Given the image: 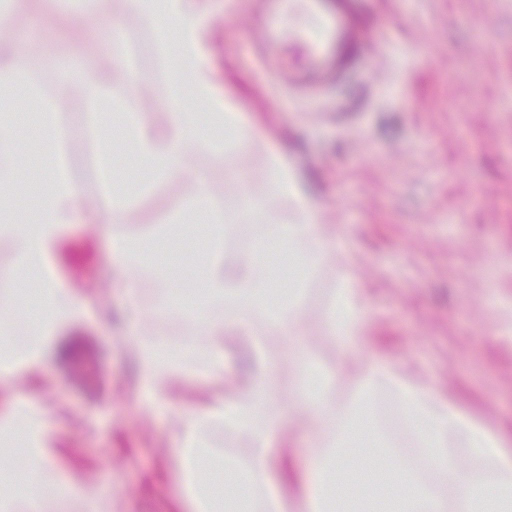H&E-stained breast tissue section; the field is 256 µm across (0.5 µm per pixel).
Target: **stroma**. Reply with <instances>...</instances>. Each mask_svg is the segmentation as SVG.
I'll return each instance as SVG.
<instances>
[{
	"label": "stroma",
	"mask_w": 512,
	"mask_h": 512,
	"mask_svg": "<svg viewBox=\"0 0 512 512\" xmlns=\"http://www.w3.org/2000/svg\"><path fill=\"white\" fill-rule=\"evenodd\" d=\"M204 19L201 50L231 111L260 129L243 152L192 147L186 161L203 171L224 214L225 245L252 248L267 225L291 224L293 209L266 178L272 153H282L324 208L336 254L310 276L293 335H268L279 355L272 405L287 410L295 395L299 352L340 372L325 404L333 416L315 431L285 430L272 453L292 505L304 492L302 465L328 443L335 417L355 398L352 368L366 363L404 370L424 388L452 399L465 413L512 441V0H367L360 21L371 37L388 32L395 48L361 77L344 80L317 101H289L266 78L254 54L265 0H192ZM0 45L36 51L33 82L68 132L54 149L16 150L25 174L45 181L64 165L84 203L61 247L60 277L75 290L80 317L61 334L68 356L48 353L43 367L0 384V412L17 399L51 417L50 462L56 475L37 490L45 512H187L176 495V427L195 437L214 462H247L249 447L234 431L203 422L258 369L247 342L224 340V382L178 374L156 407H144L135 356L136 328L162 334L175 349H206L211 339L186 312H154L157 274L173 267L193 274L207 256L198 240L204 223L187 213L192 192L180 177L152 183L107 222L85 211L100 191L87 132L89 107L66 83L95 60L123 47L134 68L154 74L151 87L116 84L128 111L166 94L151 29L136 15L115 16L103 0H19L0 20ZM419 50L421 64L407 62ZM246 181L254 210L238 218L234 196ZM145 244L144 257L124 267L112 260L113 236ZM352 277L368 306L363 338L336 364L328 313L341 274ZM140 287V323L123 317L126 288ZM376 428L410 448L414 433L398 395L378 389L370 406Z\"/></svg>",
	"instance_id": "35a3bbf8"
}]
</instances>
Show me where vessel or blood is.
<instances>
[{
    "mask_svg": "<svg viewBox=\"0 0 512 512\" xmlns=\"http://www.w3.org/2000/svg\"><path fill=\"white\" fill-rule=\"evenodd\" d=\"M360 0H270L263 22L269 45L289 39L302 43L306 63L296 75L309 81L316 76L345 79L358 66H369L373 57L357 49L367 39L359 25Z\"/></svg>",
    "mask_w": 512,
    "mask_h": 512,
    "instance_id": "b4317fda",
    "label": "vessel or blood"
}]
</instances>
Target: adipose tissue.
Wrapping results in <instances>:
<instances>
[{
	"instance_id": "adipose-tissue-1",
	"label": "adipose tissue",
	"mask_w": 512,
	"mask_h": 512,
	"mask_svg": "<svg viewBox=\"0 0 512 512\" xmlns=\"http://www.w3.org/2000/svg\"><path fill=\"white\" fill-rule=\"evenodd\" d=\"M127 11L137 14L157 35V51L167 70L168 96L157 111L163 117L161 126L145 122L140 113L123 115L120 131L131 142L142 165L154 178L173 175L188 180L193 194L190 210L208 215L216 229L207 241L208 265L198 268L196 293L204 308L193 309V316L214 335V346L204 351L197 370L215 380L224 378L225 327L239 335H252L255 316L265 317L270 329L281 336L291 335L297 323V306L293 303L273 305L269 302L268 272L274 255L288 252L295 264L312 269L324 264L331 247L323 230V209L302 190L293 166L279 153L271 154L266 175L274 192L294 208L299 220L294 224L268 225L264 238L253 250L228 255L218 226L223 222L215 208L203 173L188 169L183 155L188 147L202 145L215 151L224 148L246 149L259 131L248 125L240 113L224 109V101L215 92L213 77L200 53L203 27L201 15L190 0H123ZM34 58L31 54H14L0 62V112L14 109L12 92L23 89L31 99H40L38 86L30 79ZM133 80L148 83L147 75L129 69L121 53L106 54L94 74L72 79L92 108L90 123L94 129L96 160L102 176L101 186L108 204H115L112 181V130L105 121L112 95L106 85L111 80ZM206 103L215 117V126L202 128L195 119L192 105ZM78 193L75 186L58 175L40 189L36 197L17 199L15 209L0 211V242L14 252L15 264L4 278L21 287L26 273L36 272L47 285L50 312L38 317L33 325L34 344L21 358H13L11 350V318L0 313V382L38 369L50 347L58 340L59 331L77 316L76 302L60 279L55 264L57 248L71 224ZM227 314L226 323L214 321L211 309ZM366 322L361 293L351 277H342L331 308L329 330L341 348H348L362 335ZM140 377L145 385L146 401L161 397L177 369L182 365L179 353L170 351L162 341L143 334L132 338ZM264 367L254 374L243 390L213 408L209 416L244 436L252 451V463L243 480L237 484L235 500L260 497L262 512H291L292 506L281 490L280 481L269 476L272 447L281 431L284 418L271 410L272 371L276 363L273 352L261 339L254 338ZM331 374L320 363L300 359L295 390L300 412L291 417L301 428L319 426L327 411L324 396ZM353 382L357 399H368L382 384H390L400 394L412 427L419 434L425 460L438 470L450 489L460 491L463 512H512V452L498 432L489 430L468 416L451 401L424 389L397 371L365 365L355 371ZM24 431L25 467L22 475L24 494L20 502L0 499V512H43L35 492L50 471L47 443L49 426L45 418L25 402H17L9 415H0V429ZM367 426L361 418L348 416L337 438L321 449L304 477L308 491L304 501L307 512H447L446 498L423 484L405 464L396 460L392 449H383L387 460L383 470L374 471L366 463L344 469L341 454L343 438H360ZM488 463L496 473L493 482L470 477L460 465L457 448ZM197 449L180 446L176 466L181 495L190 512H212L205 507L192 480L200 468Z\"/></svg>"
}]
</instances>
